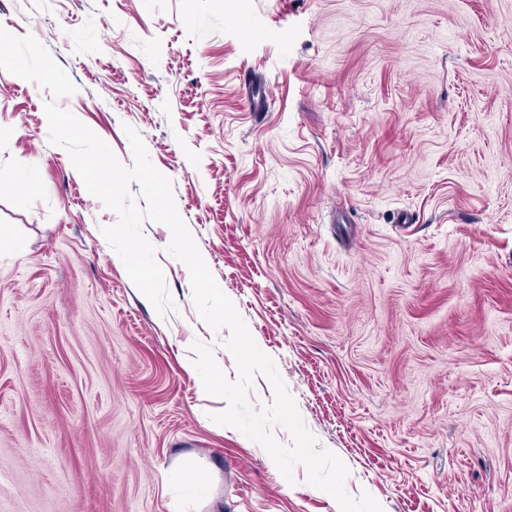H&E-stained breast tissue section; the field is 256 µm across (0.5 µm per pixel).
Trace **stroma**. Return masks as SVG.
I'll use <instances>...</instances> for the list:
<instances>
[{
    "label": "stroma",
    "mask_w": 512,
    "mask_h": 512,
    "mask_svg": "<svg viewBox=\"0 0 512 512\" xmlns=\"http://www.w3.org/2000/svg\"><path fill=\"white\" fill-rule=\"evenodd\" d=\"M0 26L124 166L140 133L350 495L512 512V0H0ZM51 98L0 70V512H340L212 421L191 346L236 379L228 332L166 226L174 310L131 281ZM177 489L187 501H200L209 497L210 486L202 480L196 467L187 463L180 474Z\"/></svg>",
    "instance_id": "obj_1"
}]
</instances>
